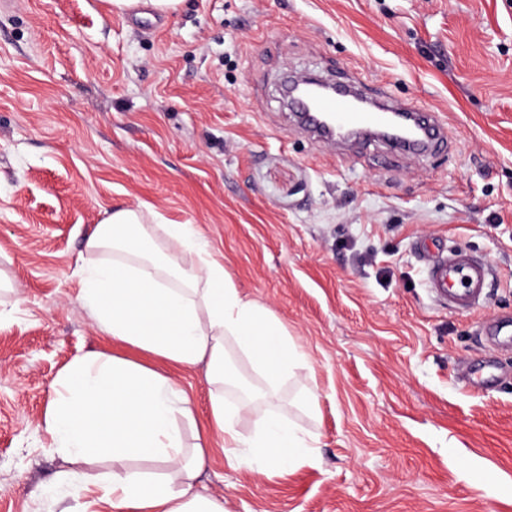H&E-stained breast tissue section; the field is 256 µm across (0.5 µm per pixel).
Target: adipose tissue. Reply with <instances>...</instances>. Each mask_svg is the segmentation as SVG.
I'll return each instance as SVG.
<instances>
[{
  "label": "adipose tissue",
  "mask_w": 512,
  "mask_h": 512,
  "mask_svg": "<svg viewBox=\"0 0 512 512\" xmlns=\"http://www.w3.org/2000/svg\"><path fill=\"white\" fill-rule=\"evenodd\" d=\"M168 243L160 248L156 232ZM87 248L112 250L107 263L79 270L81 298L98 329L150 357L178 367H204L214 389L208 431L221 447L243 448L266 469L307 461V441L279 413H265L254 435L242 438L224 403V339L231 336L277 380L303 363L281 322L242 295L192 224L154 229L135 208H120L97 224ZM187 395L171 376L140 362L90 353L57 380L44 427L56 448L79 459L105 457L104 476L73 474L80 489H101L113 512H224L223 499L194 492L205 463V439L187 446L180 423L192 419ZM162 462L168 480L124 468L128 459Z\"/></svg>",
  "instance_id": "adipose-tissue-1"
}]
</instances>
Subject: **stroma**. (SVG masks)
<instances>
[{
    "instance_id": "obj_1",
    "label": "stroma",
    "mask_w": 512,
    "mask_h": 512,
    "mask_svg": "<svg viewBox=\"0 0 512 512\" xmlns=\"http://www.w3.org/2000/svg\"><path fill=\"white\" fill-rule=\"evenodd\" d=\"M304 72L439 113L445 150L316 142L280 95ZM126 207L196 225L308 356L272 387L225 338L257 393L237 430L276 409L317 459L266 470L213 447L198 493L224 512H512V347L481 333L512 320V0H0V512H111L65 479L108 462L65 457L43 418L76 358L137 356L77 275L112 261L86 241ZM432 244L490 266L476 311L432 298ZM488 360L493 388L471 389ZM169 374L191 445L212 387L200 366Z\"/></svg>"
}]
</instances>
